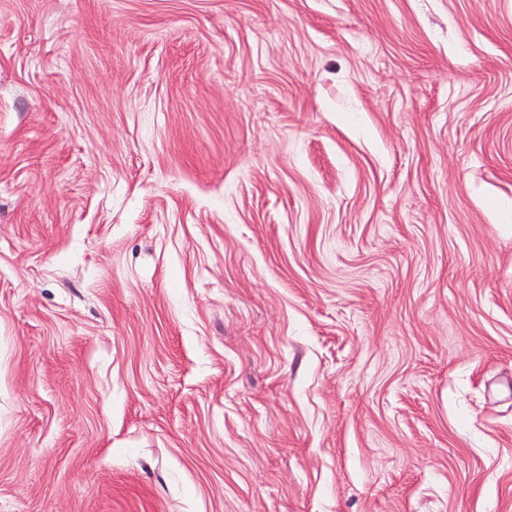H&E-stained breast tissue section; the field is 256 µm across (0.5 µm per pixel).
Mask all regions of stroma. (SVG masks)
Segmentation results:
<instances>
[{
  "label": "stroma",
  "instance_id": "obj_1",
  "mask_svg": "<svg viewBox=\"0 0 512 512\" xmlns=\"http://www.w3.org/2000/svg\"><path fill=\"white\" fill-rule=\"evenodd\" d=\"M0 512H512V0H0Z\"/></svg>",
  "mask_w": 512,
  "mask_h": 512
}]
</instances>
